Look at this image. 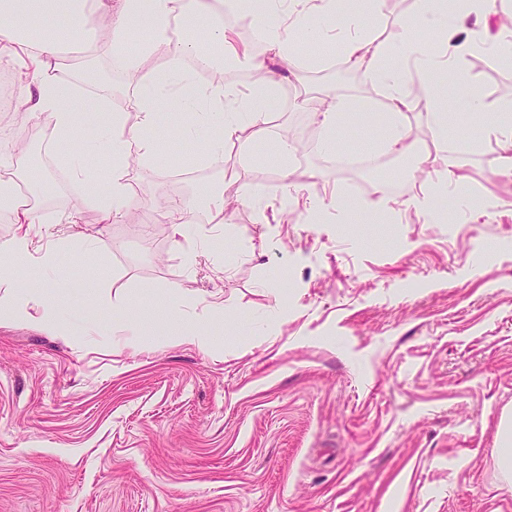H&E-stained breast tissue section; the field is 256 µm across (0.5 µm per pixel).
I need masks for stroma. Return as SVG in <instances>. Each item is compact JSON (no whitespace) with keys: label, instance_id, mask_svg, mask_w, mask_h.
I'll return each instance as SVG.
<instances>
[{"label":"stroma","instance_id":"stroma-1","mask_svg":"<svg viewBox=\"0 0 512 512\" xmlns=\"http://www.w3.org/2000/svg\"><path fill=\"white\" fill-rule=\"evenodd\" d=\"M417 9L392 0L372 38L398 42ZM57 63L87 99L134 103L126 74L107 91L79 78V58ZM464 69L471 93L512 101L511 60L477 53ZM337 72L308 56L267 117L299 158L242 139L208 163L194 142L157 134L154 158L128 169L134 218L109 224L88 257L61 252L56 288L32 260L0 281V296L64 324L0 313V512H512L496 469L512 411V173L460 92L464 140L435 137L424 102L401 124L433 166L465 157L472 211L451 202L418 218L411 162L397 157L394 216L327 224L292 204L280 218L272 205L295 184L354 200L373 190L328 163L320 118L301 106L337 86L370 103L337 151L383 156L376 85ZM185 169L234 200L223 246L193 273L167 225L140 223L174 190L192 196L173 179ZM175 299L210 350L160 340ZM129 320L153 336L148 350L123 343Z\"/></svg>","mask_w":512,"mask_h":512}]
</instances>
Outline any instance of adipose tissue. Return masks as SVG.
Returning <instances> with one entry per match:
<instances>
[{
  "label": "adipose tissue",
  "instance_id": "adipose-tissue-1",
  "mask_svg": "<svg viewBox=\"0 0 512 512\" xmlns=\"http://www.w3.org/2000/svg\"><path fill=\"white\" fill-rule=\"evenodd\" d=\"M342 0H228L227 6L238 11L249 9L261 24V32L276 57L275 67L257 59L253 67L259 74L248 92L227 85L202 87L180 66L182 60L197 57L201 44L231 43L232 35L212 17V8L200 6V20L183 30L171 28L172 20L183 17L184 0H0V64L14 67L20 74L32 75L33 91L18 96L14 111L35 117L38 127L52 128L57 138L72 146L74 155L88 147L82 135L93 116L87 113L81 99L76 98L72 82L56 66L58 34L61 23L78 24L86 20L87 9L107 16L111 24L102 35L108 46L126 42L132 28L147 29L137 59L132 60L131 72H138L143 60L158 50H166L174 63L150 88L139 89L135 101L138 122L126 130L122 114L111 115L100 126L95 145L113 158L111 176L97 183L90 179L80 163H72V178L84 184L85 192L64 213L50 215L28 198L18 199L10 209V232L0 238V254L27 259L31 256V232L35 225L55 222L77 224L85 209H95L99 227L88 228L78 236L56 235L53 246L42 251V266L54 264L59 251L77 247L91 251L100 226L120 221L130 214L126 168L134 159L149 160L157 151L153 133L158 126H168L179 137L198 139L204 126L219 128L221 135L198 140L201 157L214 158L222 154L224 143L240 138L247 128L264 125L269 106L275 102L281 83L294 76L301 60L293 37L295 28H303L305 36L327 38L330 31L343 32V54L347 62L365 63V77L377 85L384 97L386 111L398 115L409 110L412 89H419L431 104L433 126L445 134L452 106L448 101L450 89L464 83L461 62L465 55L488 48L487 39L470 37L471 10L449 8L446 0H422V26L429 31L440 47L430 53L414 34H406L397 44L387 46L373 43L367 36L368 12L357 8L342 10ZM473 111L479 112L490 134L502 152L505 166L512 167V102L495 104L472 99ZM365 104L346 96L329 92L321 99L317 112L326 131L322 142L325 151H334L335 133L345 119L365 112ZM465 162L462 157H444L440 168L425 172L422 187L409 200L417 215L438 217L441 213L438 190L458 188ZM161 207L175 242L184 243V262L193 270L202 255L209 253L215 242L224 236L223 225L201 231L196 224L195 211L187 202L170 197ZM323 210L333 211L338 220L357 217L366 223L376 216L391 213L392 208L383 193H375L372 201L352 206L338 193H331Z\"/></svg>",
  "mask_w": 512,
  "mask_h": 512
}]
</instances>
